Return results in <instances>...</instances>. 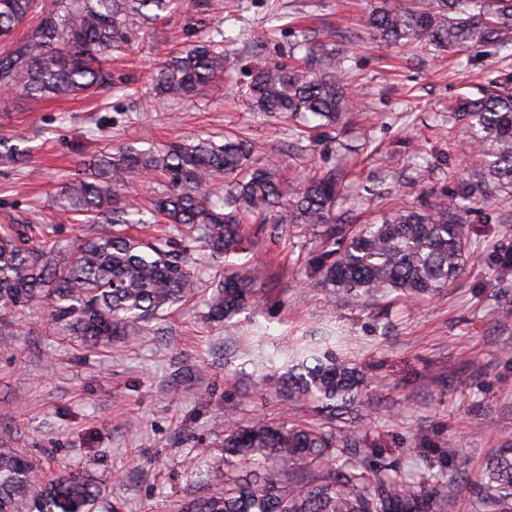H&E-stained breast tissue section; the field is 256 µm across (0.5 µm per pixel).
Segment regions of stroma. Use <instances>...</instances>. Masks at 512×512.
I'll list each match as a JSON object with an SVG mask.
<instances>
[{"instance_id": "stroma-1", "label": "stroma", "mask_w": 512, "mask_h": 512, "mask_svg": "<svg viewBox=\"0 0 512 512\" xmlns=\"http://www.w3.org/2000/svg\"><path fill=\"white\" fill-rule=\"evenodd\" d=\"M378 3L224 0L221 12L204 18L186 0L113 53V69L136 74V88L37 104L0 95V137L26 151L20 163L0 159V225H48L71 244L91 227L62 220L56 200L86 162L190 134L246 137L257 162L279 164L284 179L300 183L346 165L364 200L360 224L394 204L433 203L457 190L478 158L463 125L449 126V109L487 75L512 74V58L484 56L462 69L418 45L378 47L362 24ZM212 27L225 38L222 91L150 103L149 79L166 52L206 38ZM301 29L342 37L363 105L356 124L296 138L287 121L250 110V71L287 59ZM340 139L350 152L337 153ZM419 153L428 166L416 165ZM498 213L495 205L472 213L482 246L465 273L431 299L341 304L308 289L314 241L303 228L274 241L252 224L248 249L210 259L199 294L152 322L136 343L77 351L35 316L0 344V441L55 469L99 478L104 512H173L180 500L210 492L208 465L193 457L223 438L225 424L320 421L313 405L288 403L261 377L283 372L292 347L331 331L343 336V354L367 378L371 412L355 427L380 458L421 470L447 450L449 475L476 472L512 443V275L498 268L499 255L512 251V224L500 223ZM230 264L264 267L258 300L230 322L209 320L208 280Z\"/></svg>"}]
</instances>
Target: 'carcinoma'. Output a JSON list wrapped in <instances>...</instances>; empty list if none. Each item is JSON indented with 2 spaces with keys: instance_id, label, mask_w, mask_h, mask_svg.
Wrapping results in <instances>:
<instances>
[{
  "instance_id": "cac0c4a2",
  "label": "carcinoma",
  "mask_w": 512,
  "mask_h": 512,
  "mask_svg": "<svg viewBox=\"0 0 512 512\" xmlns=\"http://www.w3.org/2000/svg\"><path fill=\"white\" fill-rule=\"evenodd\" d=\"M183 0H0V37L37 13L22 38L0 55V91L39 101L90 90L129 87L112 73L118 51L178 10ZM363 25L384 47L421 44L473 67L471 50L512 55V0H381ZM216 28L168 54L153 78L154 98L167 104L221 82L224 50ZM293 62L250 73L249 105L292 125L334 129L353 123L360 105L346 77L344 49L307 30L293 44ZM464 121L481 164L462 188L434 204L399 205L368 224L350 222L356 198L347 172L331 167L297 187L274 169L252 167L253 145L242 138L192 137L159 150L103 154L57 200L60 215L84 217L98 230L66 249L39 228L0 227V326L47 314L54 334L84 351L131 342L155 319L198 293L204 259L244 250L246 224L306 227L316 248L308 262L315 286L345 304L435 296L454 283L474 256L469 216L478 205L512 199V76L489 78L458 97L448 120ZM149 173L163 191L151 200L156 233L122 229L118 206L127 179ZM188 236L195 249L181 246ZM259 271L231 268L213 281L207 315L221 322L248 306ZM290 401H309L325 422H282L224 428L213 459L219 488L176 504L175 512H512V446L497 449L460 488L440 469L409 474L361 449L360 438L333 421L369 405L361 370L330 349L296 356L268 378ZM100 486L83 474L58 475L19 448H0V512H93Z\"/></svg>"
}]
</instances>
